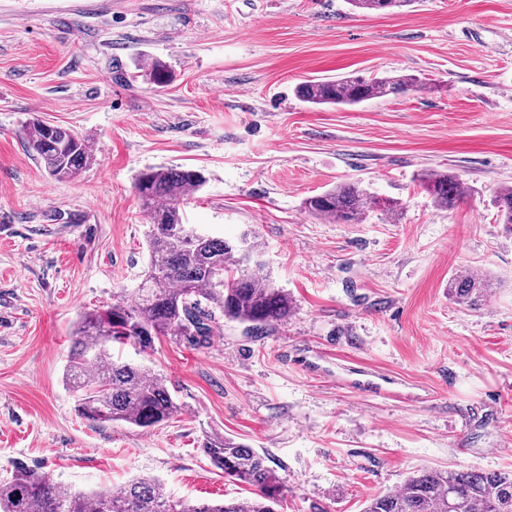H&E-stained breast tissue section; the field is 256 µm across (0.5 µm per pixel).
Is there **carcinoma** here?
<instances>
[{
  "mask_svg": "<svg viewBox=\"0 0 512 512\" xmlns=\"http://www.w3.org/2000/svg\"><path fill=\"white\" fill-rule=\"evenodd\" d=\"M348 3L371 13L392 12L411 0ZM417 88V80L407 74H351L307 80L295 92L306 103L351 106ZM26 142L58 181L77 177L94 161L88 136L38 119L28 124ZM419 183L442 210L453 208L462 194L457 177L442 170H424ZM205 184L204 173L193 168L159 167L136 177L135 189L152 220L146 232L149 264L132 300L120 295L112 306L81 317L66 369L67 381L80 393L81 414L95 423L149 428L178 411L166 380L141 363L114 356L115 348L131 344L145 352L161 336L200 344L221 328L222 317L263 336L288 318L291 296L275 284L256 236L245 232L235 240L214 238L183 223L181 204ZM492 204L499 223L512 232V186L497 188ZM305 208L319 219L356 224L371 212L396 216L403 205L344 183L307 198ZM489 293L490 284L482 277L457 275L448 281V295L463 307L481 305ZM204 448L217 469L254 488V496L174 501L150 476L135 477L118 489L81 493L20 463L0 480V512H274L281 490L264 456L225 436L209 438ZM364 512H512V472L426 469L408 476L398 490L373 497Z\"/></svg>",
  "mask_w": 512,
  "mask_h": 512,
  "instance_id": "obj_1",
  "label": "carcinoma"
}]
</instances>
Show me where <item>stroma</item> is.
<instances>
[{
  "label": "stroma",
  "mask_w": 512,
  "mask_h": 512,
  "mask_svg": "<svg viewBox=\"0 0 512 512\" xmlns=\"http://www.w3.org/2000/svg\"><path fill=\"white\" fill-rule=\"evenodd\" d=\"M161 62L169 77H135ZM415 75L416 92L312 106L301 82ZM37 118L90 137L96 160L48 177L24 144ZM202 170L185 223L251 232L294 301L254 337L228 321L202 345L145 353L179 410L152 428L96 425L63 369L87 312L130 294L151 219L136 176ZM462 182L441 210L423 170ZM345 182L398 199L395 217L329 223L304 200ZM512 186V0H414L362 14L347 0H0V478L15 462L74 490L160 481L174 500L252 491L207 436L265 457L276 512H363L430 468L512 471V233L491 206ZM71 223L53 221L54 213ZM484 275L466 309L448 281ZM388 395H357L348 368Z\"/></svg>",
  "instance_id": "1"
}]
</instances>
